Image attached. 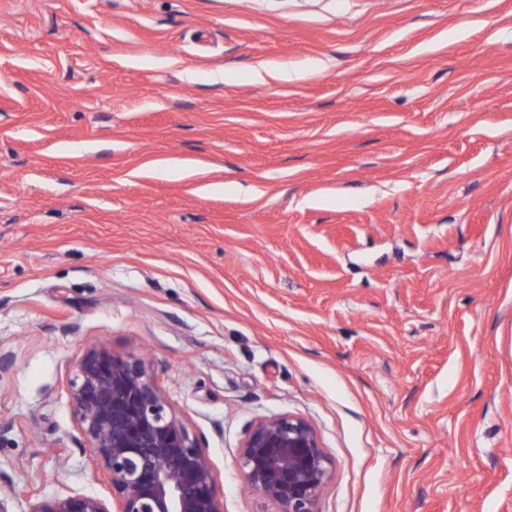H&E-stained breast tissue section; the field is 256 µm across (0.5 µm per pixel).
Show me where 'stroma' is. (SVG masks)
<instances>
[{
    "label": "stroma",
    "mask_w": 512,
    "mask_h": 512,
    "mask_svg": "<svg viewBox=\"0 0 512 512\" xmlns=\"http://www.w3.org/2000/svg\"><path fill=\"white\" fill-rule=\"evenodd\" d=\"M98 342L224 512L286 413L319 512H512V0H0V495L111 499Z\"/></svg>",
    "instance_id": "35a3bbf8"
}]
</instances>
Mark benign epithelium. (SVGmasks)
<instances>
[{"label": "benign epithelium", "mask_w": 512, "mask_h": 512, "mask_svg": "<svg viewBox=\"0 0 512 512\" xmlns=\"http://www.w3.org/2000/svg\"><path fill=\"white\" fill-rule=\"evenodd\" d=\"M79 443L112 485L40 497L28 512H224L200 438L170 411L151 367L105 343L88 347L71 379ZM245 483L275 512H318L333 462L313 426L291 414L261 419L238 448Z\"/></svg>", "instance_id": "7a95c632"}]
</instances>
